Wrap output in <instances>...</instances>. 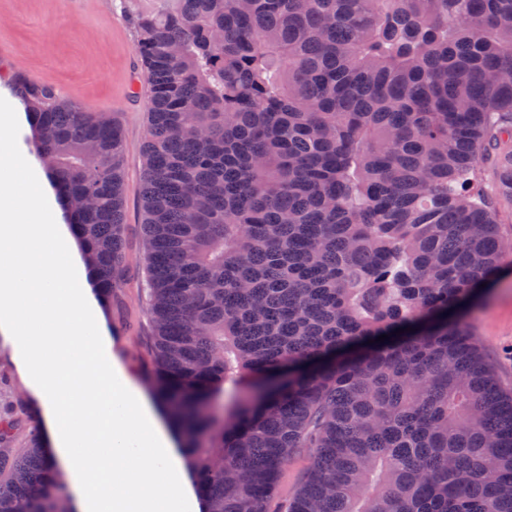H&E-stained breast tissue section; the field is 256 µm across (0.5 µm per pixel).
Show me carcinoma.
I'll return each mask as SVG.
<instances>
[{
	"instance_id": "carcinoma-1",
	"label": "carcinoma",
	"mask_w": 512,
	"mask_h": 512,
	"mask_svg": "<svg viewBox=\"0 0 512 512\" xmlns=\"http://www.w3.org/2000/svg\"><path fill=\"white\" fill-rule=\"evenodd\" d=\"M125 2L150 87L146 383L204 512H512V394L467 323L512 255L480 169L504 147L512 198V0ZM14 94L108 305L120 124ZM0 512H74L21 400ZM308 466V457L305 452L297 454L288 464V467L282 474L279 495L282 498L292 496L301 484L302 477Z\"/></svg>"
}]
</instances>
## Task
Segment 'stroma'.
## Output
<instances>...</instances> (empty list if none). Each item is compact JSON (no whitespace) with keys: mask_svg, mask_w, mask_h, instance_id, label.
<instances>
[{"mask_svg":"<svg viewBox=\"0 0 512 512\" xmlns=\"http://www.w3.org/2000/svg\"><path fill=\"white\" fill-rule=\"evenodd\" d=\"M121 0H0V97L13 96L17 73L66 88L74 102L114 114L123 129L126 221L129 263L124 288L110 308L94 306L97 323L109 338V350L145 387L151 369L152 333L141 290L144 241L140 231L143 144L147 136L148 85L132 84L139 57L135 33L121 18ZM471 330L503 390L512 391V257L475 304ZM37 399L21 374L14 350L0 335V404Z\"/></svg>","mask_w":512,"mask_h":512,"instance_id":"obj_1","label":"stroma"}]
</instances>
